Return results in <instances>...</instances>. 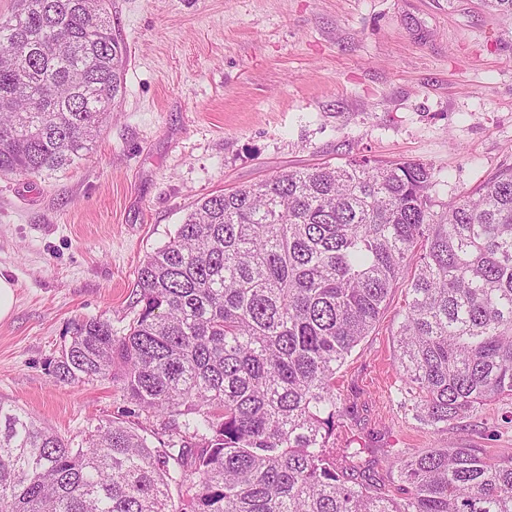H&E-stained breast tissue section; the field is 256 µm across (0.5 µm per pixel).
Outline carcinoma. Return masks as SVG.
I'll return each instance as SVG.
<instances>
[{
	"label": "carcinoma",
	"instance_id": "cac0c4a2",
	"mask_svg": "<svg viewBox=\"0 0 512 512\" xmlns=\"http://www.w3.org/2000/svg\"><path fill=\"white\" fill-rule=\"evenodd\" d=\"M126 62L108 0L0 15V176L85 159ZM436 182L430 164L361 156L199 200L138 268L127 332L77 320L53 364L60 382L110 379L184 418L196 443L154 448L112 421L75 444L0 401V512H512V457L397 453L387 491L361 449L330 445L337 370L399 286L417 420L446 435L512 398V168L449 202Z\"/></svg>",
	"mask_w": 512,
	"mask_h": 512
}]
</instances>
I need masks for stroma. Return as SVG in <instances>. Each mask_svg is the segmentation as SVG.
I'll return each instance as SVG.
<instances>
[{
  "mask_svg": "<svg viewBox=\"0 0 512 512\" xmlns=\"http://www.w3.org/2000/svg\"><path fill=\"white\" fill-rule=\"evenodd\" d=\"M128 53L124 91L88 160L0 178V400L62 437L120 421L151 446L179 439L119 384L56 381L74 320L123 332L136 271L202 197L351 156L439 170L449 201L512 167V20L481 0H110ZM404 288L336 374V443L384 454L438 445L396 374ZM452 444L512 457V399L474 411Z\"/></svg>",
  "mask_w": 512,
  "mask_h": 512,
  "instance_id": "35a3bbf8",
  "label": "stroma"
}]
</instances>
